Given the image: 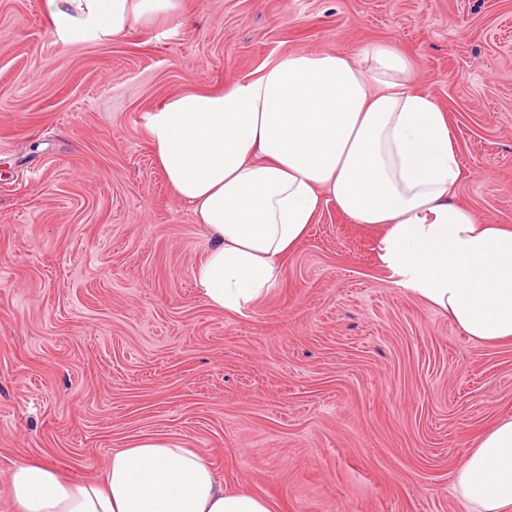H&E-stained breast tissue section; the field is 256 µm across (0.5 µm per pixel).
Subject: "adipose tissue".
Masks as SVG:
<instances>
[{
	"instance_id": "ef3b65f1",
	"label": "adipose tissue",
	"mask_w": 512,
	"mask_h": 512,
	"mask_svg": "<svg viewBox=\"0 0 512 512\" xmlns=\"http://www.w3.org/2000/svg\"><path fill=\"white\" fill-rule=\"evenodd\" d=\"M62 43L107 42L177 0H41ZM147 130L175 194L207 246L194 280L209 304L239 313L279 281L282 260L322 203L376 228L396 285L472 339L512 341V227L456 202L462 171L447 115L417 89L399 50L290 53L221 92L176 95ZM467 512H512V416L459 462ZM16 512H273L226 486L196 450L146 437L113 450L101 480L75 483L47 461L14 469Z\"/></svg>"
}]
</instances>
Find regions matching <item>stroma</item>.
Wrapping results in <instances>:
<instances>
[{
	"instance_id": "stroma-1",
	"label": "stroma",
	"mask_w": 512,
	"mask_h": 512,
	"mask_svg": "<svg viewBox=\"0 0 512 512\" xmlns=\"http://www.w3.org/2000/svg\"><path fill=\"white\" fill-rule=\"evenodd\" d=\"M179 5L183 26L64 45L40 0H0V512L17 464L79 482L148 436L276 512H466L454 472L512 415V343L396 285L330 203L270 293L210 307L146 121L288 53L390 45L448 116L457 202L512 227V0Z\"/></svg>"
}]
</instances>
